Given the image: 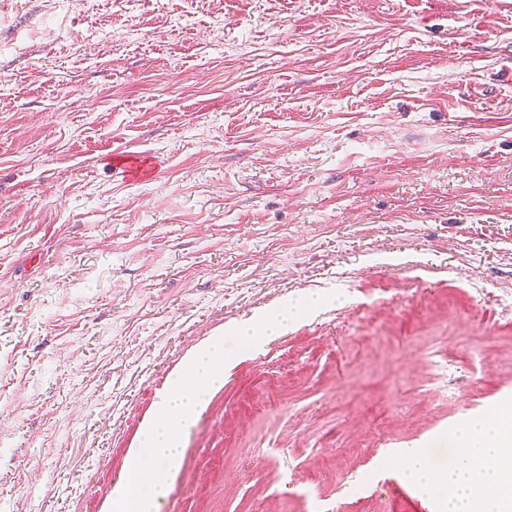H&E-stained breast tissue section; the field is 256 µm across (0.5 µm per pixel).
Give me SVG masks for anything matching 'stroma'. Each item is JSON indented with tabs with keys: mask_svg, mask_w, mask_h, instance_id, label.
Listing matches in <instances>:
<instances>
[{
	"mask_svg": "<svg viewBox=\"0 0 512 512\" xmlns=\"http://www.w3.org/2000/svg\"><path fill=\"white\" fill-rule=\"evenodd\" d=\"M1 75L0 512H112L190 358L311 293L158 512H404L512 404V0H0ZM112 166L121 171L128 181L145 179L149 174L146 160L127 151H117L112 155Z\"/></svg>",
	"mask_w": 512,
	"mask_h": 512,
	"instance_id": "stroma-1",
	"label": "stroma"
}]
</instances>
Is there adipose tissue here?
Here are the masks:
<instances>
[{
	"label": "adipose tissue",
	"instance_id": "obj_1",
	"mask_svg": "<svg viewBox=\"0 0 512 512\" xmlns=\"http://www.w3.org/2000/svg\"><path fill=\"white\" fill-rule=\"evenodd\" d=\"M316 304V299L306 298L281 307L260 324L240 327L235 332L237 349L250 350L272 340ZM225 362L220 342L190 359L147 430L144 450L133 455L126 482L115 489L112 512H157L167 476L181 455L180 431L206 391L223 380ZM456 436L460 458L447 470H433L420 453H406L401 463L410 480L427 493L440 494L445 512H512V499L500 493L503 486L512 485V439L498 419L469 421Z\"/></svg>",
	"mask_w": 512,
	"mask_h": 512
}]
</instances>
